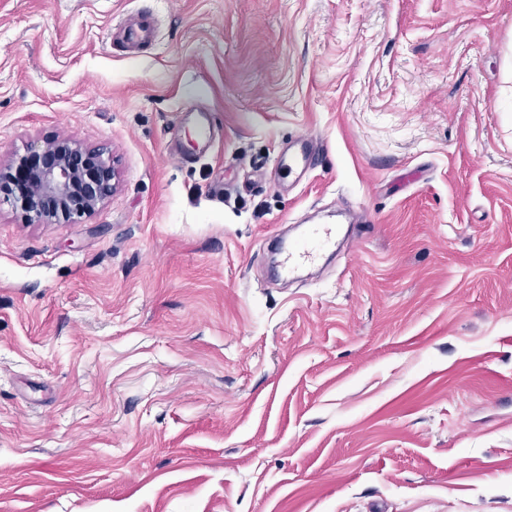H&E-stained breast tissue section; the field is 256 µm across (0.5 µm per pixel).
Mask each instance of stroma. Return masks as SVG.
Segmentation results:
<instances>
[{
  "instance_id": "1",
  "label": "stroma",
  "mask_w": 512,
  "mask_h": 512,
  "mask_svg": "<svg viewBox=\"0 0 512 512\" xmlns=\"http://www.w3.org/2000/svg\"><path fill=\"white\" fill-rule=\"evenodd\" d=\"M67 137L119 187L0 201V512H512V0H0V163ZM116 36L130 49L150 44L156 38V23L152 14L141 12L137 17L128 19L123 25L116 27ZM320 144L316 136L303 134L296 138L288 153V174L302 172L311 168L316 160ZM305 236L289 245L281 263L280 276H291L305 263L332 248L336 249V227L330 224H310Z\"/></svg>"
}]
</instances>
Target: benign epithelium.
Instances as JSON below:
<instances>
[{
  "label": "benign epithelium",
  "instance_id": "7a95c632",
  "mask_svg": "<svg viewBox=\"0 0 512 512\" xmlns=\"http://www.w3.org/2000/svg\"><path fill=\"white\" fill-rule=\"evenodd\" d=\"M117 189L116 172L102 153L73 138L53 152L33 148L17 165L0 166V192L36 224L73 221L93 213Z\"/></svg>",
  "mask_w": 512,
  "mask_h": 512
}]
</instances>
